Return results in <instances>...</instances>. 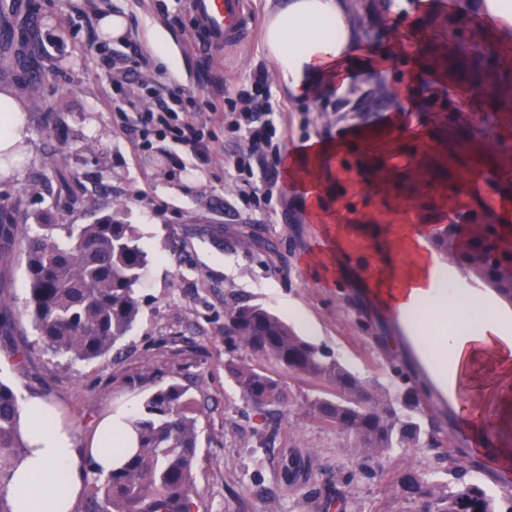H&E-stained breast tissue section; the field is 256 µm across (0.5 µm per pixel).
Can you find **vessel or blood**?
Segmentation results:
<instances>
[{"instance_id":"b4317fda","label":"vessel or blood","mask_w":512,"mask_h":512,"mask_svg":"<svg viewBox=\"0 0 512 512\" xmlns=\"http://www.w3.org/2000/svg\"><path fill=\"white\" fill-rule=\"evenodd\" d=\"M245 0H188L193 33L199 46L228 47L252 33L244 11Z\"/></svg>"}]
</instances>
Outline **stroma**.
I'll list each match as a JSON object with an SVG mask.
<instances>
[{"label":"stroma","mask_w":512,"mask_h":512,"mask_svg":"<svg viewBox=\"0 0 512 512\" xmlns=\"http://www.w3.org/2000/svg\"><path fill=\"white\" fill-rule=\"evenodd\" d=\"M406 2L385 22L416 28L415 52L386 55L385 35L375 27L345 65L354 89L379 95L398 87V99L359 112L351 96L343 112L335 96L296 101L276 77L268 79L273 100L287 106L285 153L313 138L355 135L352 148L328 159L320 174L318 205L344 226L348 261L341 266L325 225L313 222L287 172L272 188L271 211L242 196L227 173L242 144L225 133L219 115L228 98L250 89L258 69H269L261 35L212 58L187 42L192 18L176 0H0V93L22 103L33 133L24 161L11 176L0 175V205L21 202L29 224L42 213L57 224H90L120 211L147 255L131 331L105 356L71 366L39 347L25 312L29 284L20 243L0 240V297L7 303L0 308V381L18 397L48 403L81 448L106 414L139 411L158 384L182 383L198 409L194 512H321L306 497L313 487L342 492L343 512H411L391 495L390 474L342 483L350 468L343 435L301 407L316 396L313 383L287 377L295 405L290 429L263 448L251 433L254 413L224 370L228 358L248 357L224 342V309L240 302L262 305L361 375L383 376L394 356L420 380L428 378L401 326L369 306L356 282L386 260L413 263L411 253L391 243L394 226L440 227L459 207L497 210L488 179L492 168L512 170V109L494 91L463 107L459 89L476 85V77L467 68L458 83L442 75L456 64L449 39L468 36L470 26L450 11L451 0ZM109 14L127 19L125 41L101 38L98 21ZM156 38L177 58L176 74L155 57ZM129 41L147 60L135 73ZM421 64L435 75L426 86L413 78ZM36 77L41 85L34 94L29 86ZM161 84L204 95L217 113L205 126L213 136L208 163L192 161L170 139H145L127 128L125 100L149 106L151 89ZM412 100L419 103L414 119L425 129L421 136L391 122L393 110ZM491 113L499 124L484 122ZM470 137L508 148L481 165L462 147ZM480 381L473 397L490 443L512 459V407L492 392L493 367L481 370ZM296 447L315 461L293 479L287 469Z\"/></svg>","instance_id":"35a3bbf8"}]
</instances>
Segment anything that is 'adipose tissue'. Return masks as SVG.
<instances>
[{
	"mask_svg": "<svg viewBox=\"0 0 512 512\" xmlns=\"http://www.w3.org/2000/svg\"><path fill=\"white\" fill-rule=\"evenodd\" d=\"M459 12L473 28L512 42V0H462ZM364 42L350 0H281L267 17L262 48L291 96L316 97L334 90L340 68ZM431 233L425 224L396 228L395 239L415 255V264L404 271L384 262L368 274L366 286L399 322L434 385L460 401L461 424L478 452L493 458L497 451L486 445L482 411L468 391L478 365L489 363L500 376H512V311L456 276L431 249ZM452 295L462 301L458 329L430 346L426 335L447 315ZM132 420L129 412L108 415L89 446L79 448L44 401L22 399L20 424L28 449L0 477V493L14 512H74L88 469L106 477L130 451Z\"/></svg>",
	"mask_w": 512,
	"mask_h": 512,
	"instance_id": "1",
	"label": "adipose tissue"
}]
</instances>
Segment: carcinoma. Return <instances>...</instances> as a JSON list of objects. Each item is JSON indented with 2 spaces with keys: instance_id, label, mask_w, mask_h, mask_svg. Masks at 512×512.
<instances>
[{
  "instance_id": "obj_1",
  "label": "carcinoma",
  "mask_w": 512,
  "mask_h": 512,
  "mask_svg": "<svg viewBox=\"0 0 512 512\" xmlns=\"http://www.w3.org/2000/svg\"><path fill=\"white\" fill-rule=\"evenodd\" d=\"M21 236L27 312L42 350L73 365L113 349L140 312L136 286L146 255L132 225L107 214L92 224H41ZM431 243L512 302V226L473 210L467 223L446 225ZM224 339L252 357L230 359L224 368L261 419L253 434L272 440L288 421L292 410L278 375L286 372L317 383L320 394L305 411L344 435L346 484L371 480L394 455L420 450L428 453L425 468L400 465L392 476L393 494L410 501L412 512H512V497L503 502L474 482L477 461L427 414L428 395L397 360L387 362L386 375L400 385L363 377L259 304L227 310ZM18 421L17 396L0 382V474L26 452ZM132 425L135 449L108 477L95 479L93 512H192L199 434L186 389L176 382L158 387Z\"/></svg>"
}]
</instances>
